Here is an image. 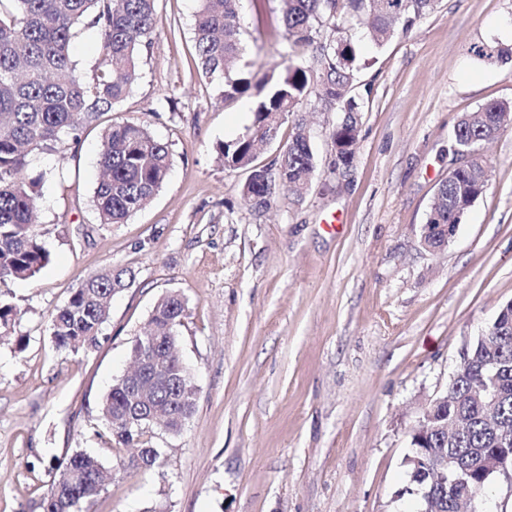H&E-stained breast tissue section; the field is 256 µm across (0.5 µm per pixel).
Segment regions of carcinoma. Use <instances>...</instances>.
I'll return each mask as SVG.
<instances>
[{
	"mask_svg": "<svg viewBox=\"0 0 512 512\" xmlns=\"http://www.w3.org/2000/svg\"><path fill=\"white\" fill-rule=\"evenodd\" d=\"M195 17V66L222 88L226 100L255 98L249 132L218 145L230 169L249 177L243 195L256 210L268 208L277 194L302 199L298 186L311 180L316 156L310 138L300 132L280 149L267 167L254 165L257 153L277 138L285 118L300 111L311 92L325 106L345 113L333 128L331 141L340 166L354 159L359 104L349 96L359 70L357 49L346 23L372 17L366 38L378 48L393 34L409 31L436 0H279L287 59L256 81L253 63L241 45L240 0H200ZM159 23L156 0H0V281L29 280L49 263V253L34 231L41 178L19 181L16 175L34 149L49 148L65 137L78 138L86 125L123 101L141 78L138 59ZM97 28L100 54L92 73L81 70L70 54L78 28ZM512 126V101L493 100L466 114L452 131L453 152L478 153L468 171L452 170L438 187L427 223L459 224L462 216L487 190L486 160L481 146ZM167 143L135 122L111 125L101 134L98 166L101 178L94 192L99 223L124 224L162 188L170 169ZM134 274L109 268L90 275L67 302L56 309L49 330L56 347L76 353L96 344L110 315L112 297L129 287ZM187 299L170 292L158 299L149 329L132 338L134 355L154 353L171 358L177 369L179 328ZM459 376L448 382L450 404L437 417L465 420L464 431L446 444L459 476L433 486L434 467L423 458L410 473L411 485L426 510L457 512L461 481L483 500L468 468L474 450L501 447L503 432L512 433V316L507 314L476 339L461 356ZM488 388L497 395V425L486 421V405L474 391ZM197 387L187 378L155 394L152 404L168 408L178 420L163 424L179 433L195 409ZM101 413L111 440L137 448L138 459L119 461L118 470L152 471L162 465L160 449L145 439L154 423L145 419L149 405L129 391L124 381L112 384L101 400ZM105 468L99 459L76 451L66 466L52 474L41 501L42 512H88L104 489Z\"/></svg>",
	"mask_w": 512,
	"mask_h": 512,
	"instance_id": "cac0c4a2",
	"label": "carcinoma"
}]
</instances>
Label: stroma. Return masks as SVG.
I'll list each match as a JSON object with an SVG mask.
<instances>
[{"mask_svg": "<svg viewBox=\"0 0 512 512\" xmlns=\"http://www.w3.org/2000/svg\"><path fill=\"white\" fill-rule=\"evenodd\" d=\"M199 5L156 0L131 93L79 142L31 153L20 173L43 178L35 229L50 262L33 279L0 282V303L15 310L0 325V512H40L50 470L74 451L108 468L130 456L105 437L100 401L172 291L188 301L178 353L194 373L195 411L178 434L153 430L161 468L114 475L89 512H406L395 494L411 429L512 301V127L485 145L489 188L448 246L421 244L454 125L512 100V0H438L382 49L363 46L352 165L332 171L341 115L308 98L310 188L261 214L242 194L248 171L217 158L218 143L247 133L254 100H224L198 72ZM241 18L264 75L287 49L279 0H241ZM481 48L510 58H481ZM127 121L168 143L171 169L127 223L102 224L99 135ZM110 266L135 279L113 298L97 346L57 349L55 309Z\"/></svg>", "mask_w": 512, "mask_h": 512, "instance_id": "1", "label": "stroma"}]
</instances>
